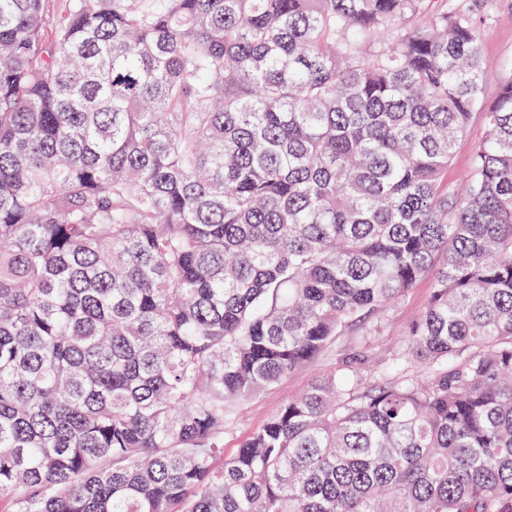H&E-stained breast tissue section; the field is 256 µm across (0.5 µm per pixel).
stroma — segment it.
I'll return each instance as SVG.
<instances>
[{"label": "stroma", "mask_w": 512, "mask_h": 512, "mask_svg": "<svg viewBox=\"0 0 512 512\" xmlns=\"http://www.w3.org/2000/svg\"><path fill=\"white\" fill-rule=\"evenodd\" d=\"M475 17L479 51L487 62L483 73V97L489 102L498 92L506 74V65L512 63V0H493L488 11H476ZM484 131L483 112H473L465 136L456 145L454 159L448 169L449 184H458L468 172L472 150L482 139ZM433 282L432 274L423 275L401 299L376 314L371 321L370 336H363L352 328L343 331L318 360L238 404L224 431L225 456H232L245 437L318 376L353 362L362 366L365 372L376 371L391 351L404 344L411 322L431 296Z\"/></svg>", "instance_id": "stroma-1"}]
</instances>
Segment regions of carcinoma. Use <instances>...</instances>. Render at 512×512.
<instances>
[{
    "label": "carcinoma",
    "mask_w": 512,
    "mask_h": 512,
    "mask_svg": "<svg viewBox=\"0 0 512 512\" xmlns=\"http://www.w3.org/2000/svg\"><path fill=\"white\" fill-rule=\"evenodd\" d=\"M44 2L0 0V512H512V76L484 101L472 12ZM432 268L403 351L217 464ZM485 131L484 114L481 110L471 114L467 133L457 143L454 159L448 168V186L459 183L468 172L473 147L482 139Z\"/></svg>",
    "instance_id": "cac0c4a2"
}]
</instances>
